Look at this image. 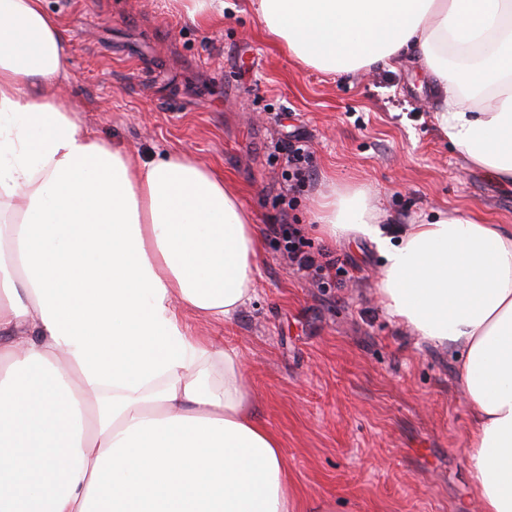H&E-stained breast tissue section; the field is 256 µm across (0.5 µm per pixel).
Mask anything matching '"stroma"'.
Masks as SVG:
<instances>
[{
	"label": "stroma",
	"mask_w": 512,
	"mask_h": 512,
	"mask_svg": "<svg viewBox=\"0 0 512 512\" xmlns=\"http://www.w3.org/2000/svg\"><path fill=\"white\" fill-rule=\"evenodd\" d=\"M67 35L69 80L53 88L80 123L145 156L192 154L224 172L260 236L255 291L231 323L183 314L190 334L237 349L265 426L282 443L297 512H477L466 464L471 419L452 352L382 307L383 258L367 239L332 240L314 202L366 191L382 224L437 213L512 225V184L468 163L435 122L422 62L332 74L269 37L251 0H224L222 25L172 0H45ZM306 141L312 177L292 192L282 143ZM299 225L345 272L308 281L276 224Z\"/></svg>",
	"instance_id": "35a3bbf8"
}]
</instances>
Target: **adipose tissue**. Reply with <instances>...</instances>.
Wrapping results in <instances>:
<instances>
[{
  "label": "adipose tissue",
  "instance_id": "obj_1",
  "mask_svg": "<svg viewBox=\"0 0 512 512\" xmlns=\"http://www.w3.org/2000/svg\"><path fill=\"white\" fill-rule=\"evenodd\" d=\"M252 4L307 66L417 55L449 142L512 182V0ZM65 44L44 0H0V512H294L240 354L182 322L249 300L252 216L223 171L114 147L43 95ZM315 219L373 242L386 311L454 352L481 510L512 512V226L441 213L395 239L358 188L321 195Z\"/></svg>",
  "mask_w": 512,
  "mask_h": 512
}]
</instances>
